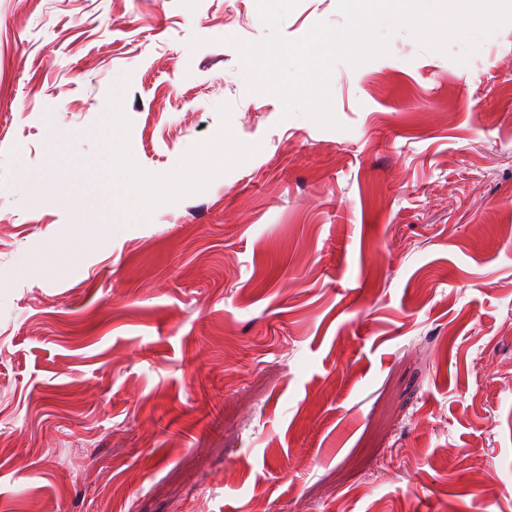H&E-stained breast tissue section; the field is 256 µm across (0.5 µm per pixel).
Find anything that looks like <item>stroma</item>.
<instances>
[{
  "label": "stroma",
  "mask_w": 512,
  "mask_h": 512,
  "mask_svg": "<svg viewBox=\"0 0 512 512\" xmlns=\"http://www.w3.org/2000/svg\"><path fill=\"white\" fill-rule=\"evenodd\" d=\"M266 34L0 0V512H512V24L338 64V130L248 92Z\"/></svg>",
  "instance_id": "35a3bbf8"
}]
</instances>
